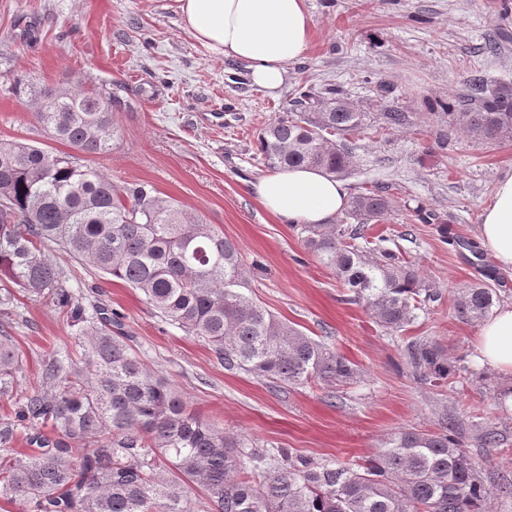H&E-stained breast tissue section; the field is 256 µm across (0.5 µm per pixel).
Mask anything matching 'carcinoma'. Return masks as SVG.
Returning a JSON list of instances; mask_svg holds the SVG:
<instances>
[{"label": "carcinoma", "instance_id": "cac0c4a2", "mask_svg": "<svg viewBox=\"0 0 512 512\" xmlns=\"http://www.w3.org/2000/svg\"><path fill=\"white\" fill-rule=\"evenodd\" d=\"M108 104L93 90L47 89L34 112L52 139L99 157L112 150ZM448 126L480 144L512 140V82L472 76ZM364 129L365 115L336 90L302 89L285 115L260 130L259 146L271 169L307 166L342 177L351 166L350 138ZM390 207L377 187L349 201L354 223L305 224L302 232L344 301L398 332L440 295L400 247L369 234ZM53 248L137 290L230 373L280 391L360 378L336 347L252 295L240 251L199 215L144 184L115 183L72 154L0 140V303L12 302L15 288L52 303L84 351L80 365L44 362L42 384L16 398L22 359L0 328V400L16 406L0 418V492L18 499L22 512H190L192 486L211 512H489L492 491L457 436L459 421L444 412L438 431L401 429L361 461L297 458L286 448L243 451V439L202 419L129 351L116 314L70 291ZM500 299V289L474 284L457 293L454 310L463 322H481ZM402 354L420 384L443 387L458 378L436 342L407 338ZM21 428L27 448L17 450ZM479 441L504 444L493 427Z\"/></svg>", "mask_w": 512, "mask_h": 512}]
</instances>
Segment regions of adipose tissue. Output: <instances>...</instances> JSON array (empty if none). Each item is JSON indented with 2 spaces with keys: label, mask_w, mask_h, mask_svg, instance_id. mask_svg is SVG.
Segmentation results:
<instances>
[{
  "label": "adipose tissue",
  "mask_w": 512,
  "mask_h": 512,
  "mask_svg": "<svg viewBox=\"0 0 512 512\" xmlns=\"http://www.w3.org/2000/svg\"><path fill=\"white\" fill-rule=\"evenodd\" d=\"M192 37L212 55L245 64L252 82L279 89L289 64L306 51L312 21L305 0H178ZM250 192L284 224H323L340 214L346 185L323 170L276 169ZM479 240L496 264L512 269V176L500 180L481 215ZM480 365L512 375V305L487 319L475 347Z\"/></svg>",
  "instance_id": "obj_1"
}]
</instances>
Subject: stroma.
I'll return each mask as SVG.
<instances>
[{"label":"stroma","instance_id":"1","mask_svg":"<svg viewBox=\"0 0 512 512\" xmlns=\"http://www.w3.org/2000/svg\"><path fill=\"white\" fill-rule=\"evenodd\" d=\"M503 0H306L309 46L280 89L253 85L244 64L210 56L192 37L176 0H0V139L23 138L66 151L33 117L46 88L100 89L112 97L114 138L93 158L114 182L143 183L198 213L238 246L257 299L277 316L336 348L362 372L360 383L330 390L308 383L285 392L226 372L209 347L152 310L134 289L56 253L84 303L104 302L123 324L132 352L169 379L204 419L263 448L314 459L369 455L403 428L437 431L449 411L486 476L512 478V407L497 395L512 376L479 366V327L455 319L453 300L468 284L502 285L512 304V271L482 249L478 226L497 182L512 175V141L476 143L449 129L445 108L468 93L471 75L512 80V12ZM336 89L366 115L344 181L350 195L385 188L391 209L375 232L394 239L442 293L407 329L440 343L466 371L454 386L414 381L402 340L359 305L341 302L334 274L309 253L301 227L269 215L248 190L267 171L262 127L283 115L298 89ZM390 111L400 127L384 126ZM435 220L419 219L417 209ZM467 240L449 245L443 228ZM24 369L18 391L41 379L49 356L80 359L82 349L46 301L16 293L0 307ZM493 426L504 448L480 447Z\"/></svg>","mask_w":512,"mask_h":512}]
</instances>
